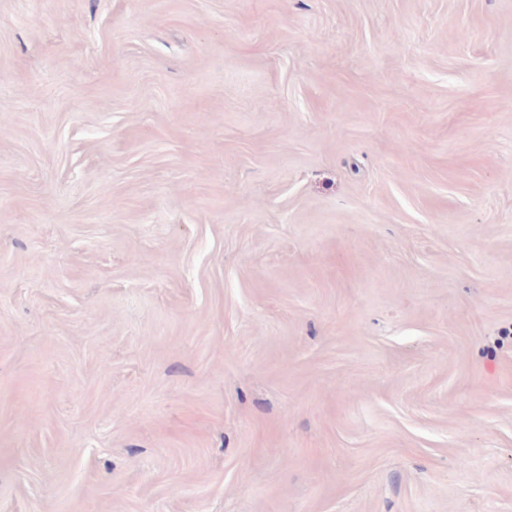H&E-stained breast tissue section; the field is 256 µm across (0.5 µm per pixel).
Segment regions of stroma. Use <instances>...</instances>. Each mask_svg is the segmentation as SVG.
<instances>
[{"label": "stroma", "mask_w": 512, "mask_h": 512, "mask_svg": "<svg viewBox=\"0 0 512 512\" xmlns=\"http://www.w3.org/2000/svg\"><path fill=\"white\" fill-rule=\"evenodd\" d=\"M0 512H512V0H0Z\"/></svg>", "instance_id": "obj_1"}]
</instances>
